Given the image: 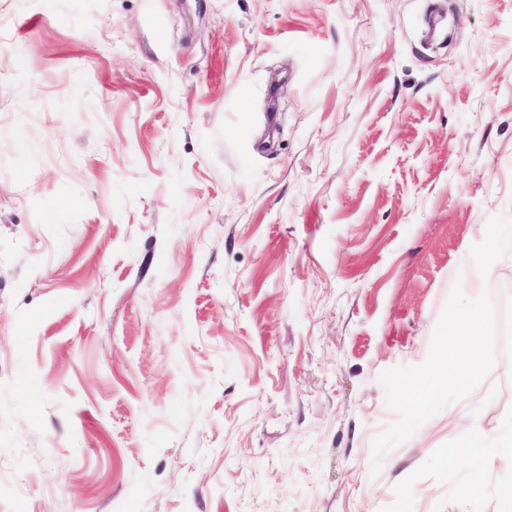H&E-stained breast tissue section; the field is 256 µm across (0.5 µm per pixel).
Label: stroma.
I'll list each match as a JSON object with an SVG mask.
<instances>
[{
    "mask_svg": "<svg viewBox=\"0 0 512 512\" xmlns=\"http://www.w3.org/2000/svg\"><path fill=\"white\" fill-rule=\"evenodd\" d=\"M512 295V0H0V512H500L380 374Z\"/></svg>",
    "mask_w": 512,
    "mask_h": 512,
    "instance_id": "35a3bbf8",
    "label": "stroma"
}]
</instances>
